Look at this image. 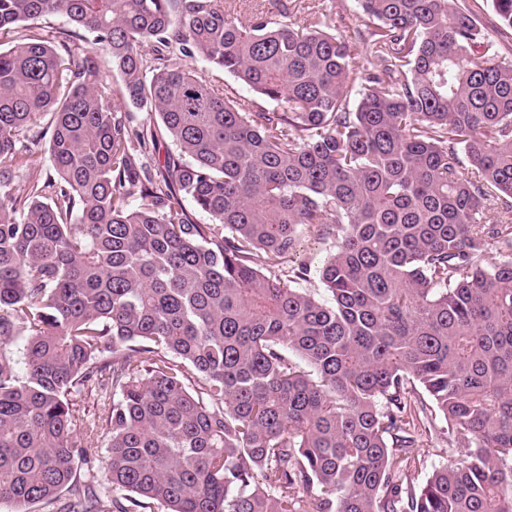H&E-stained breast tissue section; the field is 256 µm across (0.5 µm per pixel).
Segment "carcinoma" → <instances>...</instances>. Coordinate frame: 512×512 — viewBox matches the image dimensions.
<instances>
[{
	"mask_svg": "<svg viewBox=\"0 0 512 512\" xmlns=\"http://www.w3.org/2000/svg\"><path fill=\"white\" fill-rule=\"evenodd\" d=\"M353 2L337 34L224 0H0L13 512H512V61L467 0ZM46 134L53 177L14 193ZM308 234L329 303L288 265ZM433 412L467 459L417 488ZM191 67L196 70L199 75L209 79L217 87L223 88L226 91H233L238 98L253 100L267 110H272L274 108L273 104L258 99L249 89L238 83L234 77L224 73V71L219 68L203 61H196L191 65Z\"/></svg>",
	"mask_w": 512,
	"mask_h": 512,
	"instance_id": "1",
	"label": "carcinoma"
}]
</instances>
